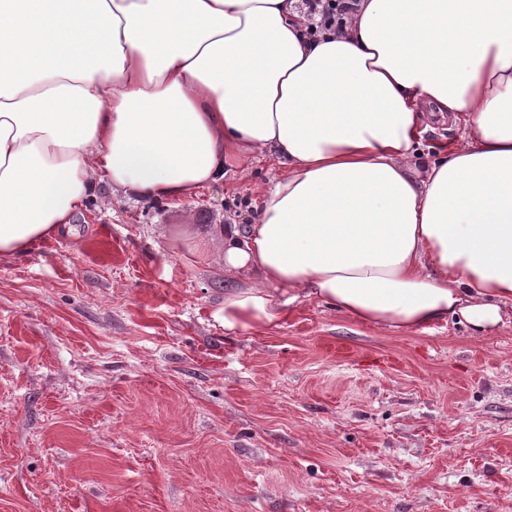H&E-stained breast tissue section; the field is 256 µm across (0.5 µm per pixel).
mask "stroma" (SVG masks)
<instances>
[{
	"label": "stroma",
	"mask_w": 512,
	"mask_h": 512,
	"mask_svg": "<svg viewBox=\"0 0 512 512\" xmlns=\"http://www.w3.org/2000/svg\"><path fill=\"white\" fill-rule=\"evenodd\" d=\"M245 160L173 203L101 185L0 260V512H512V309L479 335L308 298L228 331L217 252L281 176Z\"/></svg>",
	"instance_id": "1"
}]
</instances>
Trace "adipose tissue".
<instances>
[{
  "label": "adipose tissue",
  "instance_id": "adipose-tissue-1",
  "mask_svg": "<svg viewBox=\"0 0 512 512\" xmlns=\"http://www.w3.org/2000/svg\"><path fill=\"white\" fill-rule=\"evenodd\" d=\"M0 0V258L72 232L101 183L169 202L275 157L252 224L205 246L248 282L226 330L316 297L402 332L512 307V0ZM458 132L418 176L430 121ZM359 0H301L304 14L311 23L305 35L315 37L324 32L340 28L345 15L354 9Z\"/></svg>",
  "mask_w": 512,
  "mask_h": 512
}]
</instances>
